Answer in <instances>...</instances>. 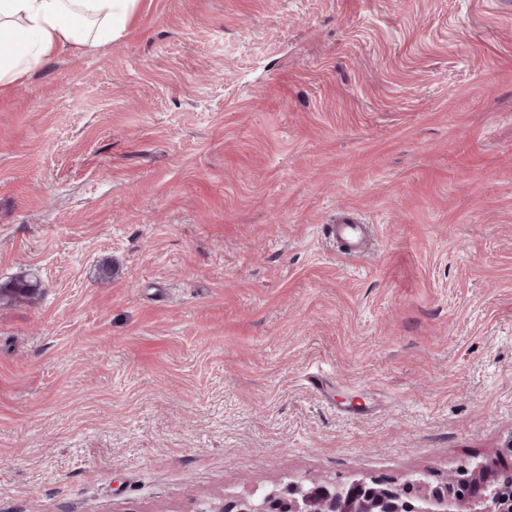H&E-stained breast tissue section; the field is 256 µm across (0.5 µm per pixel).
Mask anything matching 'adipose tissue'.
<instances>
[{
  "label": "adipose tissue",
  "instance_id": "1",
  "mask_svg": "<svg viewBox=\"0 0 512 512\" xmlns=\"http://www.w3.org/2000/svg\"><path fill=\"white\" fill-rule=\"evenodd\" d=\"M138 0H0V87L38 69L67 43L120 38Z\"/></svg>",
  "mask_w": 512,
  "mask_h": 512
}]
</instances>
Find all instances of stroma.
<instances>
[{
    "label": "stroma",
    "instance_id": "stroma-1",
    "mask_svg": "<svg viewBox=\"0 0 512 512\" xmlns=\"http://www.w3.org/2000/svg\"><path fill=\"white\" fill-rule=\"evenodd\" d=\"M341 210L375 227L362 260L324 231ZM23 275L0 512H197L495 455L512 0H139L0 88V284Z\"/></svg>",
    "mask_w": 512,
    "mask_h": 512
}]
</instances>
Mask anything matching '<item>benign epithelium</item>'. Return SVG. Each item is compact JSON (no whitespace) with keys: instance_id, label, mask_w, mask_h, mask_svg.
<instances>
[{"instance_id":"1","label":"benign epithelium","mask_w":512,"mask_h":512,"mask_svg":"<svg viewBox=\"0 0 512 512\" xmlns=\"http://www.w3.org/2000/svg\"><path fill=\"white\" fill-rule=\"evenodd\" d=\"M494 475L475 461L436 481L427 476L401 480L373 477L353 483H288L267 491L207 503L197 512H512V500L498 504L489 488Z\"/></svg>"}]
</instances>
